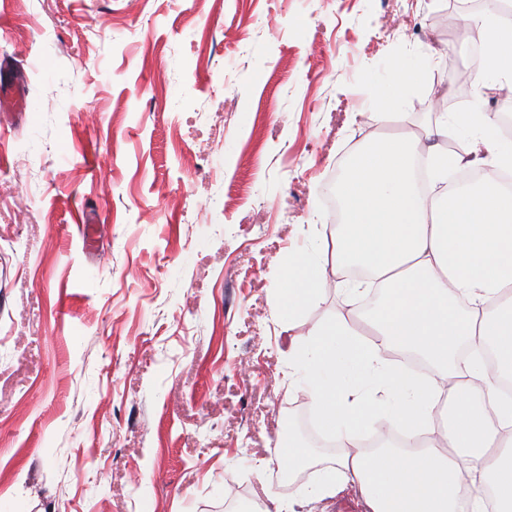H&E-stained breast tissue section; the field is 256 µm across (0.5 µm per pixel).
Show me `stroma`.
Instances as JSON below:
<instances>
[{
    "instance_id": "35a3bbf8",
    "label": "stroma",
    "mask_w": 512,
    "mask_h": 512,
    "mask_svg": "<svg viewBox=\"0 0 512 512\" xmlns=\"http://www.w3.org/2000/svg\"><path fill=\"white\" fill-rule=\"evenodd\" d=\"M467 0H0V512L308 510L277 464L312 417L277 260L333 224L328 188L375 128L392 65L402 134L432 101L512 113L456 34ZM224 133L211 136L215 113ZM194 213L195 223L184 220ZM97 222V250L78 226ZM418 77L419 72L416 70H408L399 65L392 67L389 76V85L392 91L382 99V109L393 111L401 100L403 90ZM28 103L23 94L15 89L11 76L2 70L0 72V112H28Z\"/></svg>"
}]
</instances>
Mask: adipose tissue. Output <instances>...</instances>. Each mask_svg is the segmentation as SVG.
Instances as JSON below:
<instances>
[{"instance_id": "obj_1", "label": "adipose tissue", "mask_w": 512, "mask_h": 512, "mask_svg": "<svg viewBox=\"0 0 512 512\" xmlns=\"http://www.w3.org/2000/svg\"><path fill=\"white\" fill-rule=\"evenodd\" d=\"M499 3L470 17L467 37L484 49V88L512 92V20ZM418 76L392 67L377 126L403 123L397 106ZM452 122L512 173L499 115L441 111L436 135ZM461 162L438 142L366 135L338 186L340 224L283 264L276 314L296 318L331 288L346 306L292 355L343 450L310 499L353 488L361 512H512V188L447 187ZM393 349L419 355L431 377L395 365ZM375 426L402 431L404 450H364Z\"/></svg>"}]
</instances>
